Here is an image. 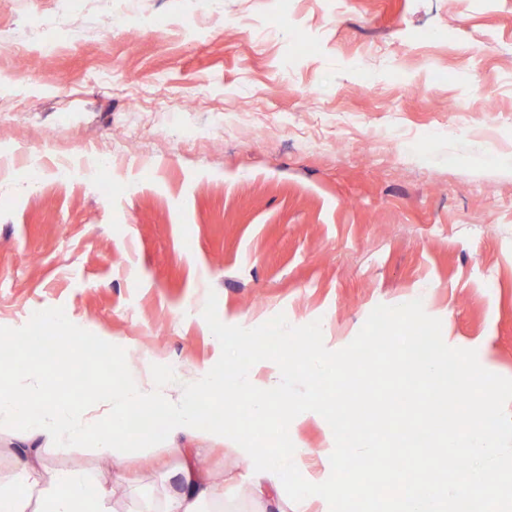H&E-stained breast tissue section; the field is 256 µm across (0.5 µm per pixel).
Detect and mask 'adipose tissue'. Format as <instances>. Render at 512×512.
Masks as SVG:
<instances>
[{"instance_id":"ef3b65f1","label":"adipose tissue","mask_w":512,"mask_h":512,"mask_svg":"<svg viewBox=\"0 0 512 512\" xmlns=\"http://www.w3.org/2000/svg\"><path fill=\"white\" fill-rule=\"evenodd\" d=\"M31 460L20 454L11 482L0 485V512H108L107 495L81 472L44 470L39 487L28 480ZM216 499L214 486L192 465L181 466L171 493L155 512H205Z\"/></svg>"}]
</instances>
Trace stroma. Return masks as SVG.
Wrapping results in <instances>:
<instances>
[{"label":"stroma","instance_id":"1","mask_svg":"<svg viewBox=\"0 0 512 512\" xmlns=\"http://www.w3.org/2000/svg\"><path fill=\"white\" fill-rule=\"evenodd\" d=\"M1 100L0 326L60 307L133 376L191 380L221 355L208 292L228 325L320 321L330 350L418 299L512 378V0H0ZM332 436L299 420L313 471ZM32 446L116 512L199 448L228 512L252 508L249 463L201 429Z\"/></svg>","mask_w":512,"mask_h":512}]
</instances>
